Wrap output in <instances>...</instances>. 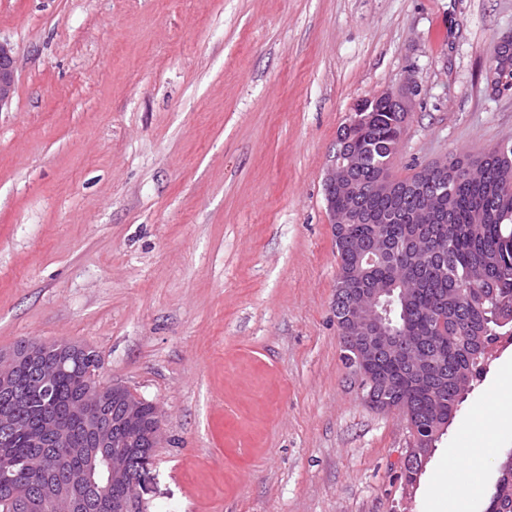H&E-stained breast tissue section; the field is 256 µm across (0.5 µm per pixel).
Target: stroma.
<instances>
[{
	"label": "stroma",
	"instance_id": "1",
	"mask_svg": "<svg viewBox=\"0 0 512 512\" xmlns=\"http://www.w3.org/2000/svg\"><path fill=\"white\" fill-rule=\"evenodd\" d=\"M512 0H0V352L73 341L153 403L142 512H485L451 450L512 382V330L425 460L342 358L323 190L357 104L422 93L392 178L512 144L487 58ZM15 77L16 66L12 48L0 42V111L12 101Z\"/></svg>",
	"mask_w": 512,
	"mask_h": 512
}]
</instances>
